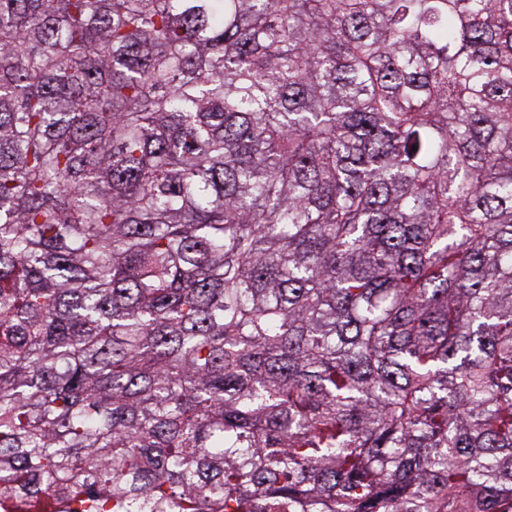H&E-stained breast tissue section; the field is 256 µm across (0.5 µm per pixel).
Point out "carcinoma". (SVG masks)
<instances>
[{
  "label": "carcinoma",
  "instance_id": "obj_1",
  "mask_svg": "<svg viewBox=\"0 0 512 512\" xmlns=\"http://www.w3.org/2000/svg\"><path fill=\"white\" fill-rule=\"evenodd\" d=\"M504 512L512 0H0V496Z\"/></svg>",
  "mask_w": 512,
  "mask_h": 512
}]
</instances>
